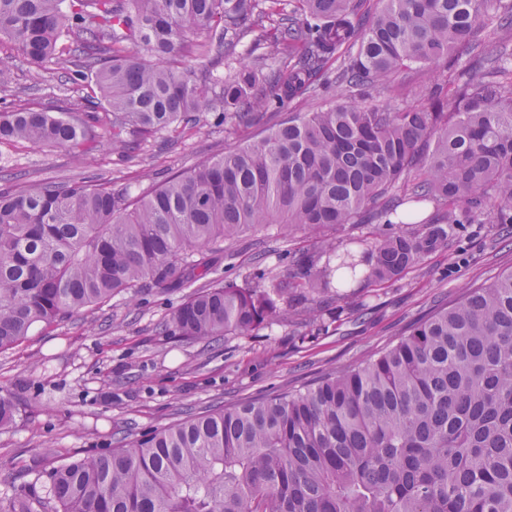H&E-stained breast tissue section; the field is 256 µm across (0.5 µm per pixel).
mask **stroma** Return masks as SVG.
Returning <instances> with one entry per match:
<instances>
[{"mask_svg":"<svg viewBox=\"0 0 512 512\" xmlns=\"http://www.w3.org/2000/svg\"><path fill=\"white\" fill-rule=\"evenodd\" d=\"M0 58L13 64L12 82L0 97L48 112L66 107L70 91L10 43L0 42ZM279 120L274 114L229 133L207 114L198 132L171 151H158L151 141L128 160L104 150L84 165L57 148L2 142L0 185L92 177L136 195L225 148L265 137ZM307 243L306 235L284 236L274 227L244 233L215 275L231 280L259 268L281 271L286 256ZM509 271L512 224H467L447 248L401 279L357 284L354 307L336 298L324 302L322 330L299 313L291 324L252 336L189 342L159 332L182 293L153 290L134 300L119 293L74 312L0 352V395L14 408L11 422L0 426V502L45 478L53 466L129 447L187 416L306 389L331 370L386 349L465 289Z\"/></svg>","mask_w":512,"mask_h":512,"instance_id":"35a3bbf8","label":"stroma"}]
</instances>
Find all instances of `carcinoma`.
Masks as SVG:
<instances>
[{
    "label": "carcinoma",
    "mask_w": 512,
    "mask_h": 512,
    "mask_svg": "<svg viewBox=\"0 0 512 512\" xmlns=\"http://www.w3.org/2000/svg\"><path fill=\"white\" fill-rule=\"evenodd\" d=\"M190 34L194 70L177 62ZM0 38L77 94L66 112L0 109V142L80 161L104 141L173 145L203 112L247 127L338 80L367 94L412 65L453 70L450 94L296 112L134 198L84 179L0 187V351L149 289H191L165 335L251 336L294 299L399 279L464 224H512V0H0ZM461 46L477 50L464 65ZM423 202L428 218L399 211ZM272 224L310 235L286 276L213 277L236 237ZM350 224L370 236H329ZM0 512H512V271L304 391L62 463L46 495Z\"/></svg>",
    "instance_id": "carcinoma-1"
}]
</instances>
